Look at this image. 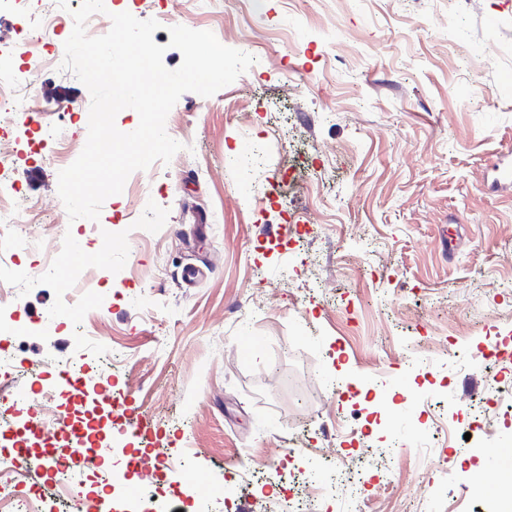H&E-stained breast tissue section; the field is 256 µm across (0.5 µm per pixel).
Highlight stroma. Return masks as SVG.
Returning <instances> with one entry per match:
<instances>
[{
	"label": "stroma",
	"instance_id": "stroma-1",
	"mask_svg": "<svg viewBox=\"0 0 512 512\" xmlns=\"http://www.w3.org/2000/svg\"><path fill=\"white\" fill-rule=\"evenodd\" d=\"M181 0L162 29L212 32L253 55L210 97L184 93L166 131L170 163L133 172L97 226L68 221L60 164L20 159L14 185L36 209L0 240V295L12 333L0 384L41 377L0 440L13 453L30 419L50 422L26 484L61 505L35 463L67 450L54 420L80 398L60 369L112 374L158 431L170 470L161 512H355L326 497L295 452L334 453L361 473L362 512H482L512 485V187L492 164L512 155V0ZM26 82L80 154L88 114L61 126L50 106H89L53 64ZM94 276L74 318L57 224ZM256 339L255 354L239 343ZM498 451L502 469L486 465ZM201 472L199 500L182 477Z\"/></svg>",
	"mask_w": 512,
	"mask_h": 512
}]
</instances>
